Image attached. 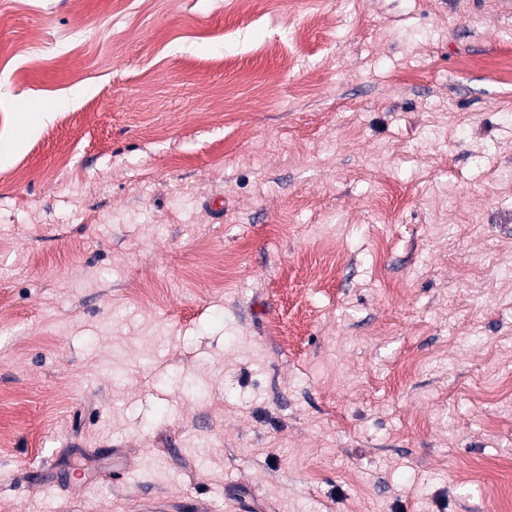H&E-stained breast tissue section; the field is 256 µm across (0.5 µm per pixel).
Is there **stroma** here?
<instances>
[{"instance_id": "35a3bbf8", "label": "stroma", "mask_w": 512, "mask_h": 512, "mask_svg": "<svg viewBox=\"0 0 512 512\" xmlns=\"http://www.w3.org/2000/svg\"><path fill=\"white\" fill-rule=\"evenodd\" d=\"M512 0H0V512H503Z\"/></svg>"}]
</instances>
